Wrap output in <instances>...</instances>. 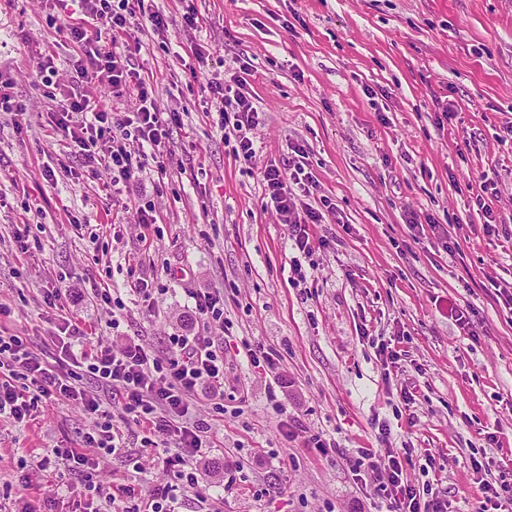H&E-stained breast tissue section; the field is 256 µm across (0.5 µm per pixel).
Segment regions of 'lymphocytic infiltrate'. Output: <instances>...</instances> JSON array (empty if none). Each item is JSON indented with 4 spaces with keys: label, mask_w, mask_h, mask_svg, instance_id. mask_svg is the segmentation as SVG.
<instances>
[{
    "label": "lymphocytic infiltrate",
    "mask_w": 512,
    "mask_h": 512,
    "mask_svg": "<svg viewBox=\"0 0 512 512\" xmlns=\"http://www.w3.org/2000/svg\"><path fill=\"white\" fill-rule=\"evenodd\" d=\"M53 3L59 9L53 26L63 43L74 48L69 59L72 81L60 92L53 130L77 148L90 173L110 172L113 195L127 192L146 177H166L172 157L170 129L180 125L181 118L158 109L152 85L131 64L142 49L133 30L143 0ZM104 39L109 40L110 50L102 49ZM249 72L250 64L243 60L230 80L216 77L209 84L210 109L219 116L218 126L225 137L235 140L236 155L247 160L256 155L252 132L260 123L258 109L245 93ZM95 82L110 86L124 109L102 108L87 95L85 84ZM305 155L303 146H294L281 164L261 172L263 206L275 210L288 226L295 252L290 269L299 282L306 278L303 259L324 244L312 232L323 223L324 214L307 201L318 184L306 169ZM172 344L173 351L166 356L135 342L117 349L109 344L90 347L84 331L67 318L39 351L25 337L0 333V419L35 420L40 403L61 397L82 401L95 418L81 447L53 449L38 461L36 475L61 467L78 472L95 469L120 450L121 434L112 423V410L117 407L123 417L174 448V456L164 465L182 485H197L200 473L193 461L212 443L208 422L196 414V399L202 390L213 399H223L224 353L214 342L197 336H176ZM87 376L96 381L95 390L83 385ZM116 395L121 398L117 405L112 402ZM359 455L379 475L370 488L384 499L387 512H448L447 502L431 489H419L408 481L394 449L363 448ZM471 467L481 477L485 501L481 512H512V468L501 469L490 482L482 477L481 462L472 461ZM133 496L131 487L121 485L115 493L86 499L82 512H112L119 498L129 502L124 512H172V485L154 487L141 506L133 503Z\"/></svg>",
    "instance_id": "obj_1"
}]
</instances>
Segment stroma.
<instances>
[{
	"mask_svg": "<svg viewBox=\"0 0 512 512\" xmlns=\"http://www.w3.org/2000/svg\"><path fill=\"white\" fill-rule=\"evenodd\" d=\"M190 7L202 29L184 28ZM143 10L133 62L161 111L184 115L164 182L137 189L160 214L146 229L113 204L108 173H82L49 125L52 101L34 80L54 39L51 0H0V80L28 106L0 115V302L11 309L0 328L42 346L57 324L43 303L54 286L80 329L95 326L89 345L139 340L163 354L174 336L223 344L224 409L198 398L214 447L198 486L178 487L176 512H378L353 464L358 449L379 446L404 457L409 481L431 485L450 512H477L472 460L494 473L512 463V311L492 289L512 284V0H144ZM155 12L169 20L161 37L148 21ZM199 43L210 52L201 65ZM241 58L261 113L249 162L206 114L212 77ZM297 143L318 196L336 209L317 227L329 245L306 260L301 285L288 227L262 208L259 178ZM486 181L501 218L491 234L469 201ZM22 227L34 247L20 258ZM443 231L458 249H442ZM137 277L161 294L131 292ZM104 287L113 302L95 300ZM200 289L223 292V322L195 314ZM452 304L467 309L468 329ZM364 329L398 351L391 373ZM257 343L274 351L273 366L249 365L242 349ZM112 418L125 455L94 471L93 484L144 495L169 482V449L146 446L120 411ZM91 425L61 400L35 421L0 424V494L31 512L50 497L54 512H75L76 499L51 492L82 474L62 469L27 488L19 477L53 449L80 447ZM497 430L507 435L499 447L485 439ZM311 434L332 454L308 448Z\"/></svg>",
	"mask_w": 512,
	"mask_h": 512,
	"instance_id": "1",
	"label": "stroma"
}]
</instances>
